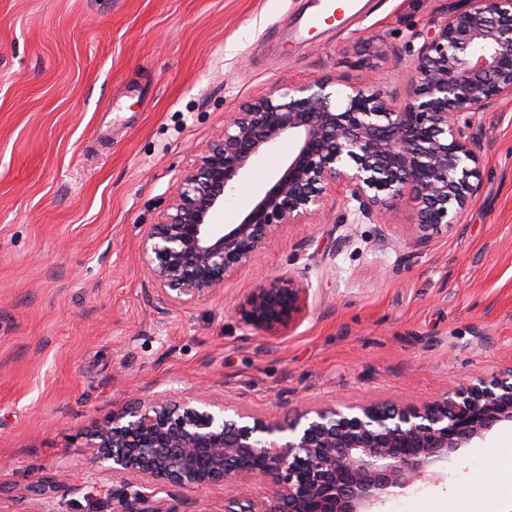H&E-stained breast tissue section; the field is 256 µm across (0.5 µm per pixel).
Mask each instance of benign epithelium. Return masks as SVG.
I'll list each match as a JSON object with an SVG mask.
<instances>
[{
  "label": "benign epithelium",
  "instance_id": "7a95c632",
  "mask_svg": "<svg viewBox=\"0 0 512 512\" xmlns=\"http://www.w3.org/2000/svg\"><path fill=\"white\" fill-rule=\"evenodd\" d=\"M509 97L512 0H469L424 39L402 102L373 81L341 90L322 76L226 113L141 237L147 292L181 311L224 293L333 191L372 224L391 223L405 202L425 232L454 226L479 188L476 115ZM284 141L291 153L266 191L238 223H220L239 178ZM309 298L303 279L280 274L251 289L234 317L281 335L305 319ZM504 422L512 369L423 403L320 404L288 422L210 391L179 401L156 394L97 421L83 447L86 465L111 472L113 512H179L177 490L212 485L227 491L224 512H375L417 480L440 477L438 463ZM251 484L264 485V496L237 494Z\"/></svg>",
  "mask_w": 512,
  "mask_h": 512
}]
</instances>
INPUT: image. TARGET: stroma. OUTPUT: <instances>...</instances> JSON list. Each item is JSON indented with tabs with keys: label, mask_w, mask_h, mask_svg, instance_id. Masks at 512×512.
<instances>
[{
	"label": "stroma",
	"mask_w": 512,
	"mask_h": 512,
	"mask_svg": "<svg viewBox=\"0 0 512 512\" xmlns=\"http://www.w3.org/2000/svg\"><path fill=\"white\" fill-rule=\"evenodd\" d=\"M307 0H0V512H112V477L81 433L113 410L202 384L288 416L371 397L416 402L512 369V99L477 122L479 190L461 222L419 243L411 212L351 222L329 197L315 223L188 312L147 297L139 242L174 176L225 113L280 85L372 75L404 97L412 52L466 0H363L340 28L288 34ZM289 143L246 174L225 221L266 188ZM310 285L279 337L232 312L260 282ZM287 404H279V394ZM512 423L461 449L446 478L383 512L485 505ZM48 493L30 491L34 479Z\"/></svg>",
	"instance_id": "stroma-1"
}]
</instances>
